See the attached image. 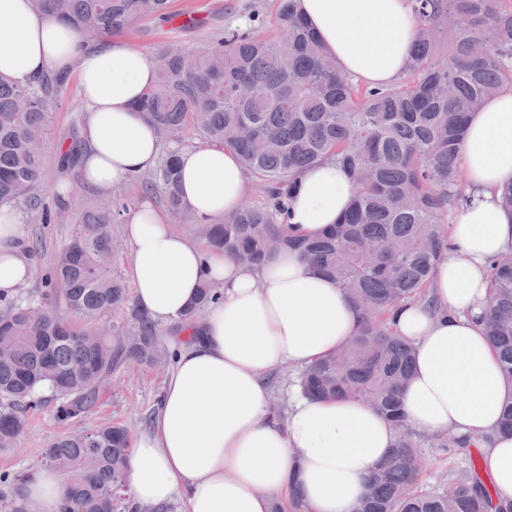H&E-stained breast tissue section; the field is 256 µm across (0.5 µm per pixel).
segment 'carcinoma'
Returning a JSON list of instances; mask_svg holds the SVG:
<instances>
[{"mask_svg": "<svg viewBox=\"0 0 512 512\" xmlns=\"http://www.w3.org/2000/svg\"><path fill=\"white\" fill-rule=\"evenodd\" d=\"M275 36L256 39L227 27L199 51L159 54L153 86L140 103L164 138L189 129L203 143L230 147L259 181L263 201L217 224L201 221L180 193L177 154L167 149L148 180L178 224H193L210 250L259 264L276 252H299L312 271L333 280L360 316L359 331L333 353L300 371L313 399L348 397L389 419L397 435L387 463L373 476L357 512H512V499L492 498L478 482L479 462L452 433L433 446L468 456L447 482L420 487L418 436L401 414L399 396L411 373L413 346L391 315L426 299L436 262L450 249L447 213L470 198L460 182L469 117L512 86V8L503 0H412L415 49L395 82L370 88L338 69L299 15L295 0H276ZM34 10L73 26L88 46L125 33L144 18L171 17L170 0H31ZM65 80L49 73L21 85L0 75V205L23 203L49 224L71 204L45 206L38 190L53 112ZM334 160L351 175L352 194L338 223L294 237L282 220L296 178ZM128 203L121 194L75 211L80 227L57 254L41 297L0 299V447L21 435L26 411L48 392L69 422L99 401L121 366L169 363L175 352L161 329L129 301L113 266L112 225ZM485 335L512 387V255L492 262ZM217 299L206 282L171 329H193ZM61 301L80 328L50 308ZM114 310L124 316L106 324ZM130 432L106 425L66 434L46 446L31 470L52 468L67 495L57 512H130L122 496ZM30 470L3 477L0 493L27 512L21 488Z\"/></svg>", "mask_w": 512, "mask_h": 512, "instance_id": "cac0c4a2", "label": "carcinoma"}]
</instances>
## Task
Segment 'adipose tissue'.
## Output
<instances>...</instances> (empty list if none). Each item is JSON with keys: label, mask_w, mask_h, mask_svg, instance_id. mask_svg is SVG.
<instances>
[{"label": "adipose tissue", "mask_w": 512, "mask_h": 512, "mask_svg": "<svg viewBox=\"0 0 512 512\" xmlns=\"http://www.w3.org/2000/svg\"><path fill=\"white\" fill-rule=\"evenodd\" d=\"M299 13L338 66L373 87L399 78L416 35L411 0H296ZM76 78L84 104L82 183L108 194L153 169L157 130L140 116L155 65L125 37L83 44L71 27L35 13L29 0H0V75L29 83L48 71ZM183 197L205 222L241 207L247 173L225 147L185 148ZM470 207L451 214L453 254L442 255L420 302L393 315L414 348L401 393L405 420L418 433L452 431L479 454V475L495 498H512V435L499 429L508 392L481 315L492 258L512 253V211L500 202L512 182V87L470 119L461 166ZM352 193L335 161L303 170L285 222L312 236L334 224ZM22 212L0 207V295L13 297L34 275L23 245ZM134 301L158 326L181 320L199 286L216 284L205 311L206 336L177 344L159 409L130 448L125 495L134 512L178 504V512H271L275 499L301 492L309 512H356L372 475L393 447L394 426L367 403L294 395L284 423L270 415L267 378L300 369L357 332L359 315L332 280L283 250L255 266L205 252L176 232L151 204L125 217ZM63 480L39 468L22 487L28 512H53Z\"/></svg>", "instance_id": "ef3b65f1"}]
</instances>
